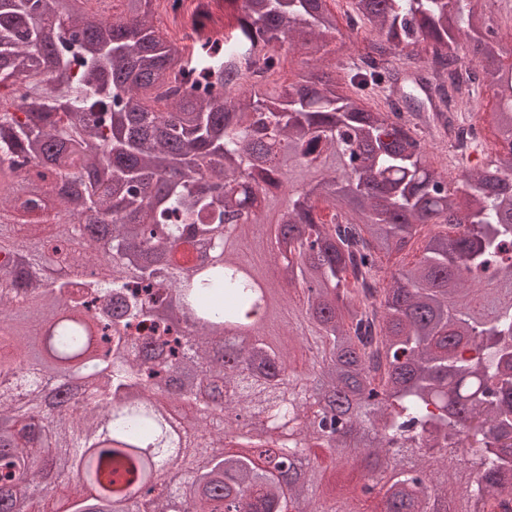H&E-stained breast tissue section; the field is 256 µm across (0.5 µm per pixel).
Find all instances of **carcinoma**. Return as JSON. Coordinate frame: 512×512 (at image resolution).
Wrapping results in <instances>:
<instances>
[{
	"instance_id": "carcinoma-1",
	"label": "carcinoma",
	"mask_w": 512,
	"mask_h": 512,
	"mask_svg": "<svg viewBox=\"0 0 512 512\" xmlns=\"http://www.w3.org/2000/svg\"><path fill=\"white\" fill-rule=\"evenodd\" d=\"M68 2L0 0V178L52 152L24 182L38 208L0 194V512H48L71 485L68 512H88L87 486L107 512H353L368 496L375 512H512V65H494L512 42L492 19L468 0H350L384 40L335 63L328 0H229L221 58L161 34L153 0H119L134 25ZM286 44L327 68L276 91ZM487 84L496 160L431 169L401 111L452 133ZM70 177L91 272L54 277L80 220L57 194ZM426 224L448 231L379 287V260ZM185 245L213 255L187 288ZM264 250L277 320L241 273ZM225 322L252 345L220 346ZM59 377L77 383L67 400ZM342 418L380 468L326 498L325 472L349 463Z\"/></svg>"
}]
</instances>
